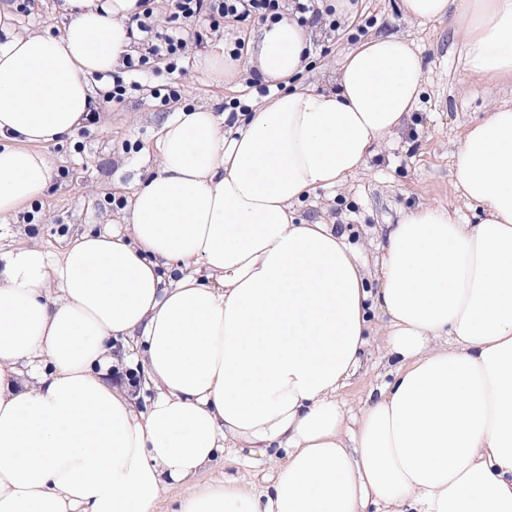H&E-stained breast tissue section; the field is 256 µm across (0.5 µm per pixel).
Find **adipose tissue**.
<instances>
[{
  "mask_svg": "<svg viewBox=\"0 0 512 512\" xmlns=\"http://www.w3.org/2000/svg\"><path fill=\"white\" fill-rule=\"evenodd\" d=\"M65 3L62 35L0 44V214L48 187L39 145L84 125L98 109L88 76L133 44L140 0ZM402 8L463 20L467 70L512 75V0ZM308 46L296 20L266 25L260 75L288 82ZM421 80L417 51L390 36L346 53L335 89H289L228 129L181 110L125 223L57 256L0 248V512H156L166 486L240 443L284 449L271 489L232 480L178 512H512V105L467 127L456 153L477 223L419 207L388 225L369 266L346 233L291 216L366 166ZM176 262L208 276L166 279ZM373 305L399 365L354 414L339 392ZM119 337L157 392L147 411L112 382Z\"/></svg>",
  "mask_w": 512,
  "mask_h": 512,
  "instance_id": "obj_1",
  "label": "adipose tissue"
}]
</instances>
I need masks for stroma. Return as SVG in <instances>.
<instances>
[{"label":"stroma","instance_id":"stroma-1","mask_svg":"<svg viewBox=\"0 0 512 512\" xmlns=\"http://www.w3.org/2000/svg\"><path fill=\"white\" fill-rule=\"evenodd\" d=\"M401 0H355L347 21L365 25L366 39L397 36L407 40L422 59V93L403 127L387 137L366 167L346 184L319 188L293 209L297 222L319 220L346 229L357 255L372 262L380 241L378 232L419 206L460 209L467 221L480 216L477 208L463 205L456 189L454 155L465 126L486 117L494 107L512 105V76L496 80L469 76L464 48L447 20L417 22L404 17ZM70 21L64 0H32L28 13H13L8 34L42 32L57 35ZM261 22H227L210 30L207 22H192V30L205 33L204 48L223 43L233 48L237 38L248 44L249 60L229 82L217 84L199 65H190V76L179 103L160 105L150 87L172 82L166 70L150 75L147 84L130 91L122 103L100 102L98 124L78 129L56 142L41 145L54 176L47 190L32 204L0 215L8 225V244L39 245L56 254L85 232H97L123 223L126 210H115L111 198L129 197L135 184L144 181L152 167L149 160L163 122L178 108L203 107L223 115L225 104L238 97L253 74ZM311 61L292 83L325 90L335 87L343 56L352 44L346 36L322 30L312 36ZM374 336L364 365L341 392L347 406L360 408L377 397L380 385L390 380L397 365L382 349V316L371 318ZM283 458L277 450L266 455L250 449H225L194 478L168 487L160 512H173L179 501L208 486L227 480L254 484L264 490L276 478Z\"/></svg>","mask_w":512,"mask_h":512}]
</instances>
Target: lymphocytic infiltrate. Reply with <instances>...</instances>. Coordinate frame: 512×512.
I'll list each match as a JSON object with an SVG mask.
<instances>
[{
	"mask_svg": "<svg viewBox=\"0 0 512 512\" xmlns=\"http://www.w3.org/2000/svg\"><path fill=\"white\" fill-rule=\"evenodd\" d=\"M170 5L172 22L167 26L153 21L147 10L129 18L127 26L142 34L145 50L139 56L126 57V75L137 76L161 67L186 74V67L180 64L187 46L188 32L182 26L186 20L202 18L216 29L230 19L239 23L252 18L274 23L289 14L304 27L326 25L334 32L339 29L333 21L335 8L320 0H170Z\"/></svg>",
	"mask_w": 512,
	"mask_h": 512,
	"instance_id": "obj_1",
	"label": "lymphocytic infiltrate"
}]
</instances>
